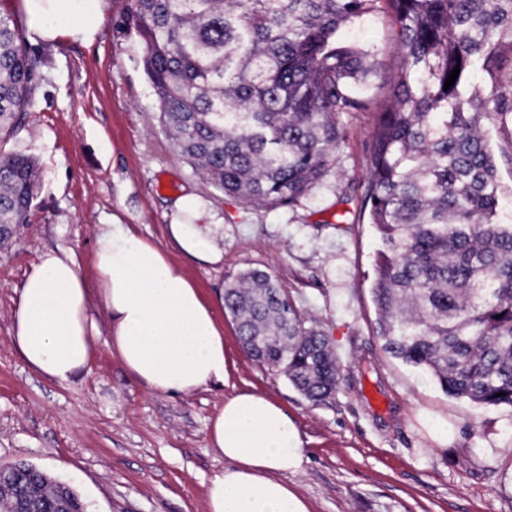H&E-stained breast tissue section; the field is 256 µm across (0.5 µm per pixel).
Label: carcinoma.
Instances as JSON below:
<instances>
[{"label":"carcinoma","mask_w":512,"mask_h":512,"mask_svg":"<svg viewBox=\"0 0 512 512\" xmlns=\"http://www.w3.org/2000/svg\"><path fill=\"white\" fill-rule=\"evenodd\" d=\"M383 2L398 67L348 30ZM143 65L160 122L218 192L246 205L293 206L337 164L344 112H367L354 86L389 90L369 133L359 216L383 248L373 301L392 356L447 394L512 408V221L502 220L487 117L512 146V0H134ZM460 67L449 89V73ZM36 67L16 21L0 14V138L32 108ZM35 161L0 155V224H24ZM243 348L320 403L340 383L328 338L292 295L250 269L224 287ZM56 512L68 488L36 472H0V512L16 490Z\"/></svg>","instance_id":"carcinoma-1"}]
</instances>
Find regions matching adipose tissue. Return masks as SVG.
Returning <instances> with one entry per match:
<instances>
[{"label":"adipose tissue","instance_id":"1","mask_svg":"<svg viewBox=\"0 0 512 512\" xmlns=\"http://www.w3.org/2000/svg\"><path fill=\"white\" fill-rule=\"evenodd\" d=\"M30 21L56 41L94 34L102 0H25ZM189 259L222 261L206 224H174ZM98 292L110 313L109 347L150 389L188 397L225 380L224 328L200 288L164 250L130 225L110 224L94 246ZM91 295L71 255L44 253L25 277L10 337L36 372L67 383L85 371L99 334ZM212 447L231 463L207 488V512H309L283 481L303 457L293 420L271 396L242 391L227 398L207 426Z\"/></svg>","mask_w":512,"mask_h":512}]
</instances>
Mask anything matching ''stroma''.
Here are the masks:
<instances>
[{"label":"stroma","mask_w":512,"mask_h":512,"mask_svg":"<svg viewBox=\"0 0 512 512\" xmlns=\"http://www.w3.org/2000/svg\"><path fill=\"white\" fill-rule=\"evenodd\" d=\"M133 0H105L89 42L39 39L24 0L14 17L38 79L34 106L0 153L34 157L39 181L26 224L0 244V468L26 462L69 483L87 512H206L210 480L229 462L207 438L227 396L252 389L293 418L304 456L286 479L309 512H512V408L446 394L385 353L371 287L381 242L356 221L367 180V132L386 90L372 83L369 112L341 114L338 163L293 206L253 208L210 188L159 122L146 78ZM350 40L393 70L391 17L364 16ZM193 192L224 251L215 266L189 260L169 234L192 223L173 202ZM129 224L185 269L224 324L229 377L188 396L151 390L111 354L109 313L86 371L59 383L21 358L9 329L23 280L44 252H72L95 288L93 243L102 225ZM259 268L287 291L309 325L329 337L341 382L309 402L279 372L253 361L224 309V285Z\"/></svg>","instance_id":"35a3bbf8"}]
</instances>
